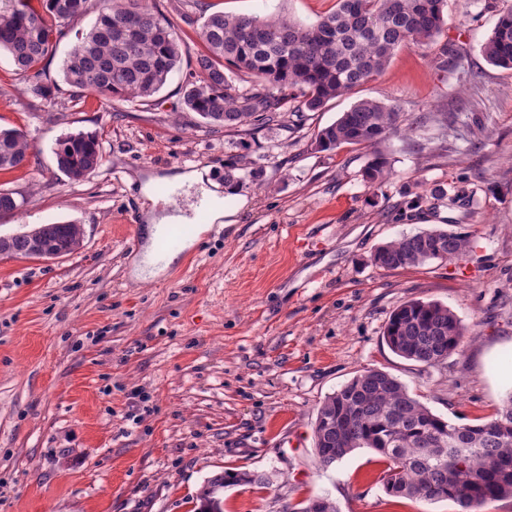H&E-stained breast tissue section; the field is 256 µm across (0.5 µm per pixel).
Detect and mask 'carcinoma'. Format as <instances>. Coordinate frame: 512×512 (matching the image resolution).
Here are the masks:
<instances>
[{
  "label": "carcinoma",
  "mask_w": 512,
  "mask_h": 512,
  "mask_svg": "<svg viewBox=\"0 0 512 512\" xmlns=\"http://www.w3.org/2000/svg\"><path fill=\"white\" fill-rule=\"evenodd\" d=\"M0 0V51L11 56L30 92L52 101L43 82L42 63L52 56L57 37L71 21L90 12L96 21L63 60L65 84L78 96L108 95L143 102L158 93L178 68L184 47L177 32L144 0ZM447 0H336V8L312 24L286 17L208 15L200 28L204 46L196 59L199 80L185 87L186 108L208 124L246 132L282 122L290 112H318L336 97L354 91L381 75L392 56L411 46L434 42L445 24ZM134 29L126 43L122 29ZM481 52L492 65L512 69V10L496 21ZM252 80L243 87L228 73ZM396 105L361 99L332 124L318 131L315 149L343 144L371 150L362 176L371 184L389 175L379 145L414 127L399 125ZM56 164L73 181H82L100 167L97 132L70 134L57 143ZM25 131L0 129V171L31 163ZM43 245L69 255L83 240L78 224H45ZM452 237L445 254L438 240ZM469 236L442 230L403 235L375 248L373 263L386 270L403 269L430 260L453 261L469 247ZM11 254L31 257L24 235L12 239ZM383 339L397 356L427 367L440 365L463 342L460 320L438 301L410 300L390 314ZM512 421V392L496 417L465 424L471 449L461 453L448 439L456 425L434 414L388 372L367 367L326 397L314 421L315 451L329 468L358 448L375 451L385 463L379 482L393 497L428 502L451 501L458 512H480L487 503L512 497V431L492 442L481 433L498 422ZM264 485L259 473L216 474L199 493L198 512H224V487ZM295 512H338L326 498H310Z\"/></svg>",
  "instance_id": "1"
}]
</instances>
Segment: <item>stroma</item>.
Wrapping results in <instances>:
<instances>
[{
  "instance_id": "obj_1",
  "label": "stroma",
  "mask_w": 512,
  "mask_h": 512,
  "mask_svg": "<svg viewBox=\"0 0 512 512\" xmlns=\"http://www.w3.org/2000/svg\"><path fill=\"white\" fill-rule=\"evenodd\" d=\"M185 52L143 102L72 97L61 65L91 29L65 28L46 65L52 104L36 99L0 53V128L23 129L30 166L0 171L24 200L0 213V236L81 225L76 252L43 261L0 257V512H196L224 471L258 472L262 488L224 490V512H291L313 496L338 512H457L453 502L389 496L380 456L362 448L322 468L319 405L366 367L397 377L455 424L493 416L512 391V69L481 46L512 0H448L430 47L398 51L385 72L305 113L297 128L245 134L187 111L198 32L213 12L282 14L313 23L336 0H152ZM400 106L415 133L370 151H319L318 131L359 99ZM101 138L102 164L75 182L59 171V139ZM207 169L248 204L212 225L160 278L132 280L144 243L142 179ZM443 186L449 195L432 194ZM440 228L469 234L466 255L399 270L371 261L381 243ZM435 300L464 341L440 366L395 355L382 332L404 302ZM148 395L131 421L132 396Z\"/></svg>"
}]
</instances>
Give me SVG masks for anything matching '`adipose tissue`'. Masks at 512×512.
Returning a JSON list of instances; mask_svg holds the SVG:
<instances>
[{
  "label": "adipose tissue",
  "mask_w": 512,
  "mask_h": 512,
  "mask_svg": "<svg viewBox=\"0 0 512 512\" xmlns=\"http://www.w3.org/2000/svg\"><path fill=\"white\" fill-rule=\"evenodd\" d=\"M161 183L170 187V194L165 196L157 194L156 187ZM187 188L195 189L199 198L205 200L210 223L215 224L234 217L235 212L227 208L225 197L209 188L205 171L191 170L162 177L152 174L146 176L141 189L144 198L149 203L144 212V219L148 225L147 240L139 257L133 262L131 269L133 279H153L163 273V265L155 263L152 259L156 236L163 225L190 223V216L177 210L171 197L173 191H181Z\"/></svg>",
  "instance_id": "adipose-tissue-1"
}]
</instances>
